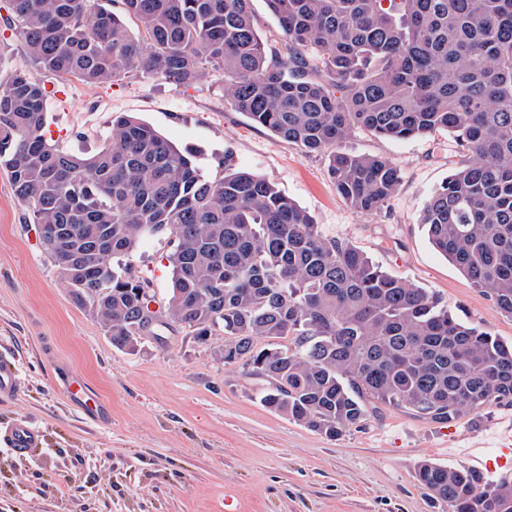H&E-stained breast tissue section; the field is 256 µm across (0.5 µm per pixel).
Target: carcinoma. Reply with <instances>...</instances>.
<instances>
[{"mask_svg":"<svg viewBox=\"0 0 512 512\" xmlns=\"http://www.w3.org/2000/svg\"><path fill=\"white\" fill-rule=\"evenodd\" d=\"M265 2L286 38L275 59L252 0H0V8L39 69L89 85L142 74L188 87L207 70L223 73L232 108L325 155L337 192L360 213L382 210L402 177L389 158L342 150L352 130L393 140L453 134L464 160L420 223L512 316V0ZM47 97L32 72L0 83V167L29 222L60 232L44 249L116 347L137 351L152 295L131 263L115 269L111 258L165 232L173 243L165 324L201 341L223 332L224 366L247 367L265 383L266 407L317 434L334 440L386 405L449 423L512 404V345L324 236L232 151L206 175L190 149L123 114L99 152L65 153L46 137ZM415 476L450 512H512V481L488 486L472 469L426 460Z\"/></svg>","mask_w":512,"mask_h":512,"instance_id":"carcinoma-1","label":"carcinoma"}]
</instances>
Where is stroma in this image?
Returning <instances> with one entry per match:
<instances>
[{
  "mask_svg": "<svg viewBox=\"0 0 512 512\" xmlns=\"http://www.w3.org/2000/svg\"><path fill=\"white\" fill-rule=\"evenodd\" d=\"M5 18L0 9V83L36 70ZM40 78L58 149L94 154L109 144L113 117L129 114L196 150L208 174L233 150L325 236L349 241L389 274L431 289L455 316L512 343V317L434 250L420 222L462 158L451 134L398 141L353 130L346 150L390 158L402 171L388 206L361 214L337 193L324 155L225 101L222 73L188 87L139 74L98 86L48 72ZM170 251L160 232L131 258L159 299L171 287ZM223 347V334L202 343L176 327L159 328L134 354L114 347L72 302L0 168V350L17 356L21 378L18 394L0 400V426L27 419L44 434L43 447L26 457L0 447V512H448L417 483L416 464L460 466L449 449L512 424L505 404L444 424L387 406L330 440L264 407L258 381L218 360ZM67 369L106 403L107 418L89 419L65 397L57 373Z\"/></svg>",
  "mask_w": 512,
  "mask_h": 512,
  "instance_id": "1",
  "label": "stroma"
}]
</instances>
